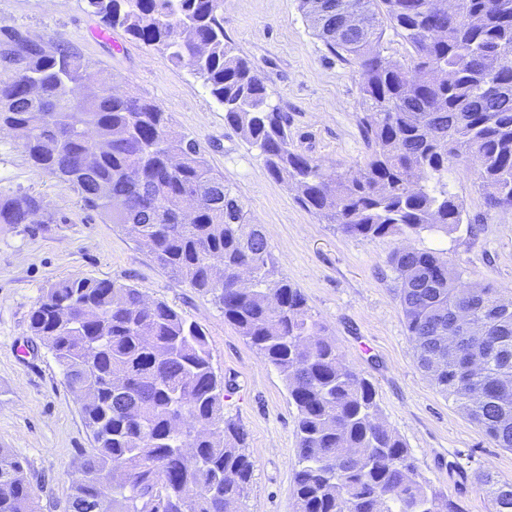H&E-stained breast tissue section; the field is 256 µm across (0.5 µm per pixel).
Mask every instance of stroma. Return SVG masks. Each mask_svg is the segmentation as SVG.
Wrapping results in <instances>:
<instances>
[{"label": "stroma", "instance_id": "obj_1", "mask_svg": "<svg viewBox=\"0 0 512 512\" xmlns=\"http://www.w3.org/2000/svg\"><path fill=\"white\" fill-rule=\"evenodd\" d=\"M12 28L46 43L69 42L88 60L92 85L110 76L112 88L155 101L199 142L262 226L280 276L304 294L344 362L373 385L381 418L405 442L419 479L463 512H493L481 477L489 472L512 483V451L494 446L418 369L388 264L407 244L438 252L469 280L512 291V210L488 205L474 164L448 172V190L463 201L470 226L447 235L354 239L301 207L295 188L269 175L189 69L172 66L122 30L99 29L83 0H0V31ZM224 33L286 113L300 151L330 172L367 162L357 69L328 51L299 0H224ZM1 192L35 195L56 217L52 224H0V448L23 461L40 512H65L72 467L93 446L80 401L30 329L43 290L76 277L139 288L202 328L224 379V416L243 428L242 450L253 465L240 512H296L297 411L288 387L225 321L213 297L171 277L117 226L84 209L73 187L38 172L6 132H0Z\"/></svg>", "mask_w": 512, "mask_h": 512}]
</instances>
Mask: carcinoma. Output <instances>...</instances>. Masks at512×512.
Masks as SVG:
<instances>
[{"label":"carcinoma","instance_id":"carcinoma-1","mask_svg":"<svg viewBox=\"0 0 512 512\" xmlns=\"http://www.w3.org/2000/svg\"><path fill=\"white\" fill-rule=\"evenodd\" d=\"M102 29L121 28L188 67L223 107L224 120L259 152L299 204L347 236L372 240L451 233L463 204L448 167L477 157L496 207L512 208V0H458L450 19L434 0H301L316 35L357 67L360 118L372 154L333 175L301 153L263 78L224 35V0H84ZM354 13L350 33L342 17ZM438 20L441 32L430 25ZM409 61L377 50L386 30ZM88 64L69 43L14 30L0 45V126L32 166L77 188L100 214L173 277L213 295L283 376L297 410V512H462L416 478L405 443L379 419L375 389L342 361L301 291L275 277L263 228L244 211L197 142L156 102L116 95L106 82L84 94ZM111 146L85 166L84 127ZM196 197L191 217L183 198ZM43 211L28 194H0V224ZM224 268L216 284L210 268ZM418 368L498 448L512 449V294L465 283L434 251L389 257ZM252 277L239 279L240 270ZM466 305L477 335L455 332ZM30 329L50 348L82 401L94 448L71 474L67 512H238L253 466L245 433L224 419V379L202 329L164 301L107 279L71 278L43 291ZM495 512H512V483L483 475ZM0 512H38L27 471L0 448Z\"/></svg>","mask_w":512,"mask_h":512}]
</instances>
